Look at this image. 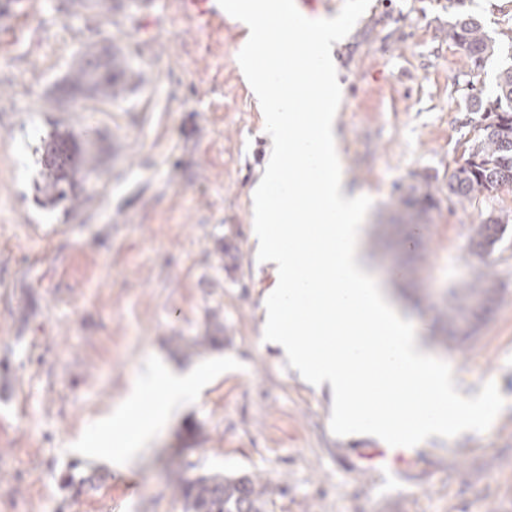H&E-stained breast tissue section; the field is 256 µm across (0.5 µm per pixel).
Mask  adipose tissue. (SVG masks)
Listing matches in <instances>:
<instances>
[{
  "mask_svg": "<svg viewBox=\"0 0 512 512\" xmlns=\"http://www.w3.org/2000/svg\"><path fill=\"white\" fill-rule=\"evenodd\" d=\"M211 372L179 373L147 362L139 369L124 399L97 422L74 446L89 452L112 469L124 472L152 439L155 430L171 420L206 389Z\"/></svg>",
  "mask_w": 512,
  "mask_h": 512,
  "instance_id": "1",
  "label": "adipose tissue"
}]
</instances>
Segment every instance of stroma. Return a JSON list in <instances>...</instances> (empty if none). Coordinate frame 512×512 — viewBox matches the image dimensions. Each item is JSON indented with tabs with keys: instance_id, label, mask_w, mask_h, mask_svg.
<instances>
[{
	"instance_id": "35a3bbf8",
	"label": "stroma",
	"mask_w": 512,
	"mask_h": 512,
	"mask_svg": "<svg viewBox=\"0 0 512 512\" xmlns=\"http://www.w3.org/2000/svg\"><path fill=\"white\" fill-rule=\"evenodd\" d=\"M71 2L0 0V25L18 22L0 41V512H183L174 483L204 472L258 475L267 512H512V229L488 256L470 246L481 221H512V188L446 191L480 136L469 90L492 94L506 54L468 70L448 41L453 0H371L334 50L343 164L373 200L370 257L387 276L412 266L401 303L423 325L460 289L451 315L470 339L434 352L462 394L493 380L506 401L487 432L392 453L332 434L328 395L263 340L276 277L251 239V190L271 145L239 80L244 30L201 26L173 0H111L107 14ZM90 44L123 50L130 87L77 108L55 86ZM426 176L436 208L400 223ZM479 277L500 295L476 327L464 290ZM217 323L223 342L196 346ZM149 358L219 372L128 472L77 456Z\"/></svg>"
}]
</instances>
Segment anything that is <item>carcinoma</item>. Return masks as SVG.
I'll list each match as a JSON object with an SVG mask.
<instances>
[{
	"label": "carcinoma",
	"mask_w": 512,
	"mask_h": 512,
	"mask_svg": "<svg viewBox=\"0 0 512 512\" xmlns=\"http://www.w3.org/2000/svg\"><path fill=\"white\" fill-rule=\"evenodd\" d=\"M448 40L461 50L469 70L477 73L503 43L512 50V34L503 32L498 40L479 17L463 10L457 11L448 24ZM127 70L125 56L115 48L89 47L80 54L62 90L72 101L90 96L118 100L127 91ZM472 111L480 114L482 135L464 163L448 175V198L459 201L512 184V63L497 74L495 95L474 98ZM437 193L438 188L427 176L410 187L404 205L425 216L436 207ZM506 229L503 219L488 218L473 229L471 247L483 255L494 249ZM464 292L482 300L471 313L475 328L497 303L499 290L479 279ZM176 492L184 512H266L270 488L251 473H205L177 483Z\"/></svg>",
	"instance_id": "1"
}]
</instances>
